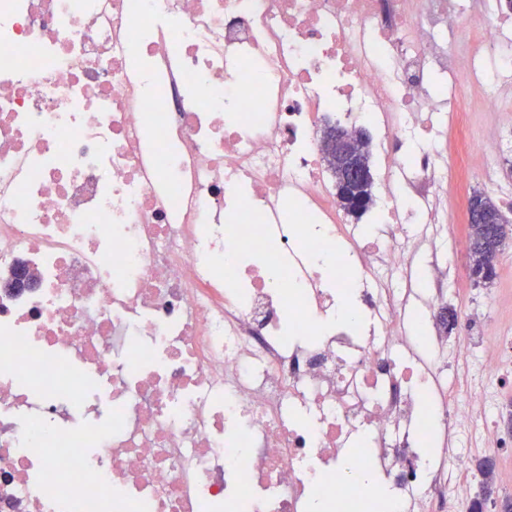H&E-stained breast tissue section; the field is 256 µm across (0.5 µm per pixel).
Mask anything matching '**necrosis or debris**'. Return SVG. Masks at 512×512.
<instances>
[{"mask_svg": "<svg viewBox=\"0 0 512 512\" xmlns=\"http://www.w3.org/2000/svg\"><path fill=\"white\" fill-rule=\"evenodd\" d=\"M503 3L0 0V512H463L512 335L448 343L443 145L499 113L464 170L512 206ZM362 140V151L358 137L356 135H347L338 131L328 130L322 142L323 154L328 159L340 160L342 162L341 187L347 183L363 181L368 171V179L355 186L357 196L364 198L367 206L361 212V215L368 209L372 199V181L370 167L369 137L364 130L357 134ZM361 153V155H360ZM361 158L362 164L359 161ZM360 215V216H361Z\"/></svg>", "mask_w": 512, "mask_h": 512, "instance_id": "necrosis-or-debris-1", "label": "necrosis or debris"}]
</instances>
